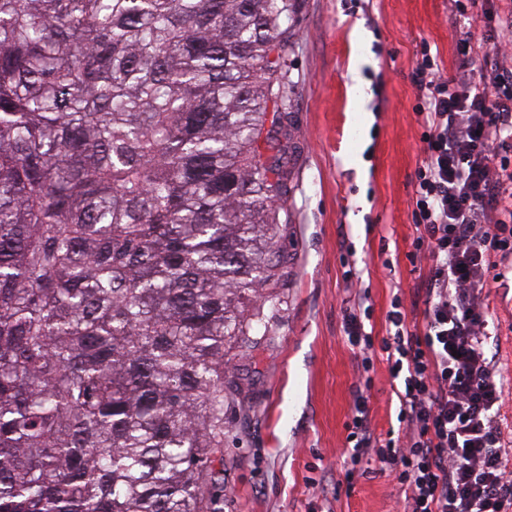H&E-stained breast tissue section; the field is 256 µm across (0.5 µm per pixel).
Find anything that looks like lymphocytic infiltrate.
<instances>
[{"label": "lymphocytic infiltrate", "instance_id": "1", "mask_svg": "<svg viewBox=\"0 0 512 512\" xmlns=\"http://www.w3.org/2000/svg\"><path fill=\"white\" fill-rule=\"evenodd\" d=\"M503 50L471 31L458 39L454 74L429 49L416 59L424 125L413 184V259L426 260L423 308L409 320L401 300L386 334L365 328L370 308L346 310L344 333L362 368L386 355L399 401V436L371 423L372 379L359 377L346 424V483L376 467L404 494L403 512H512V464L502 454L506 385L489 358L486 290L506 279L512 256V15L484 11Z\"/></svg>", "mask_w": 512, "mask_h": 512}]
</instances>
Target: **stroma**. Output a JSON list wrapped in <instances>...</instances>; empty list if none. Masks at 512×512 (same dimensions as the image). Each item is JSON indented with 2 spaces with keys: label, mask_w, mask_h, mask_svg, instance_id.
Listing matches in <instances>:
<instances>
[{
  "label": "stroma",
  "mask_w": 512,
  "mask_h": 512,
  "mask_svg": "<svg viewBox=\"0 0 512 512\" xmlns=\"http://www.w3.org/2000/svg\"><path fill=\"white\" fill-rule=\"evenodd\" d=\"M448 0H299L286 60V223L276 247L288 261L256 305L261 322L238 337L224 379V490L215 512H400L387 476L342 481L345 424L361 359L343 316L369 296L385 334L394 296L419 299L426 263H411L412 183L422 159L415 61L429 47L452 74L457 28ZM362 59V98L349 91ZM487 343L512 378V279L493 284ZM370 406L386 434L398 400L375 359Z\"/></svg>",
  "instance_id": "35a3bbf8"
}]
</instances>
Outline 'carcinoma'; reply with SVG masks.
Listing matches in <instances>:
<instances>
[{"mask_svg": "<svg viewBox=\"0 0 512 512\" xmlns=\"http://www.w3.org/2000/svg\"><path fill=\"white\" fill-rule=\"evenodd\" d=\"M299 0H0V512H206L288 193Z\"/></svg>", "mask_w": 512, "mask_h": 512, "instance_id": "cac0c4a2", "label": "carcinoma"}]
</instances>
